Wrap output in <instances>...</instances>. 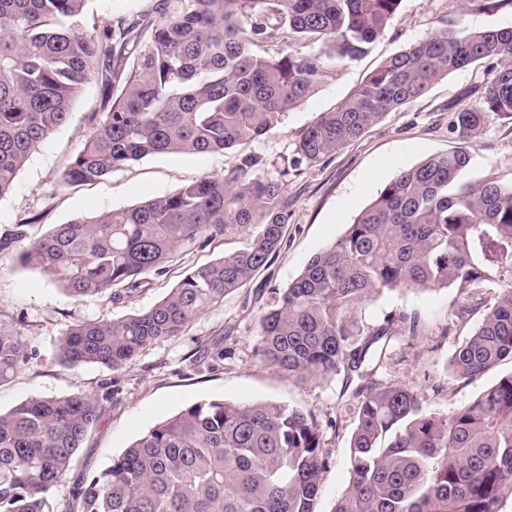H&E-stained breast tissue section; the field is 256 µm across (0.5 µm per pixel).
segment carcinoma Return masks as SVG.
<instances>
[{"instance_id":"carcinoma-1","label":"carcinoma","mask_w":512,"mask_h":512,"mask_svg":"<svg viewBox=\"0 0 512 512\" xmlns=\"http://www.w3.org/2000/svg\"><path fill=\"white\" fill-rule=\"evenodd\" d=\"M87 0H0V198L63 127L84 87L100 85L94 130L61 175L93 183L161 154L219 153L282 123L324 78L363 56L401 0H159L154 15L87 29ZM291 31L317 51L261 53ZM486 65L478 104L453 113L468 143L492 121L512 124V27L450 25L372 70L296 144L316 166L438 80ZM244 155L222 175L123 209L56 225L23 263L73 298L137 290L203 236L256 226L241 250L188 273L151 308L66 328L60 363L119 371L146 347L180 335L199 314L266 267L290 219L288 170L261 173ZM451 288L483 318L447 370L469 381L512 361V184L473 176L463 147L402 169L317 252L259 321L256 355L306 384L355 374L350 482L333 512H502L512 497V373L443 414L417 386L375 377L393 328L416 335L417 313L370 321L376 295ZM25 343L0 326V384ZM104 412L95 394L37 396L0 413V512H317L329 452L314 415L276 403H193L141 435L59 510L52 490Z\"/></svg>"}]
</instances>
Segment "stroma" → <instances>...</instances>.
Listing matches in <instances>:
<instances>
[{"label": "stroma", "instance_id": "1", "mask_svg": "<svg viewBox=\"0 0 512 512\" xmlns=\"http://www.w3.org/2000/svg\"><path fill=\"white\" fill-rule=\"evenodd\" d=\"M155 3L88 0L84 18L101 24L151 12ZM450 23L471 29L510 27L512 0H496L491 7L484 0H402L369 53L325 79L314 96L289 112L282 127L221 153L150 156L96 183L64 186L60 176L92 131L91 115L100 102L97 85H87L68 123L41 145L19 172L11 192L0 198V324L21 334L28 354L11 380L0 386V410L40 395L108 394L105 412L75 463L77 471L93 474L156 424L196 402L269 401L297 407L312 412L324 429L330 455L317 508L332 512L350 481L352 396L343 376L303 385L263 363L255 354L259 319L272 302L274 289L287 287L313 254L339 239L402 168L456 146L452 114L474 104L488 71L472 66L442 78L425 95L388 113L316 167L295 171L290 164L303 132L323 113L336 109L370 71ZM469 152L476 177L512 182V126L490 123L472 139ZM247 154L262 158L265 175L288 172L291 218L269 265L227 295L223 304L201 313L179 336L155 342L120 371L94 364L63 367L57 343L68 326L120 319L150 308L187 273L242 249L253 230L246 227L199 239L168 262L163 273L144 275L141 287L118 302L99 295L72 298L39 270L23 266L20 256L29 241L54 225L167 195L206 174H223ZM20 229L25 232L21 239L15 236ZM454 299L449 288L396 290L379 295L367 307L374 322L394 311L418 314L420 335L403 331L390 340L388 372L406 382H422L427 373L444 382L441 394L427 397L429 408L440 413L470 401L497 376L512 372V363L506 361L497 371L472 381L449 378L446 365L451 354L482 319L478 311L457 318Z\"/></svg>", "mask_w": 512, "mask_h": 512}]
</instances>
